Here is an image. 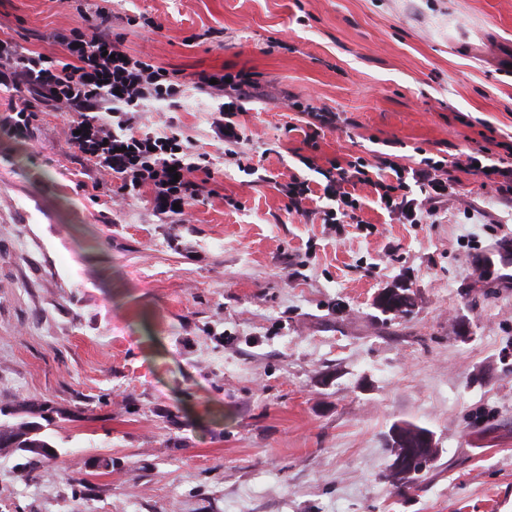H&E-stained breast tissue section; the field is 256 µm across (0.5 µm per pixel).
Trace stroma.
Returning a JSON list of instances; mask_svg holds the SVG:
<instances>
[{
    "label": "stroma",
    "instance_id": "1",
    "mask_svg": "<svg viewBox=\"0 0 512 512\" xmlns=\"http://www.w3.org/2000/svg\"><path fill=\"white\" fill-rule=\"evenodd\" d=\"M96 0H0V37L48 49ZM130 53L190 81L250 73L239 121L287 182L305 167L289 96L339 113L319 160L419 149L512 161V0H112ZM146 13L153 32L127 17ZM215 38L195 43L194 35ZM187 91L148 113L219 170L185 224L74 152L67 117L0 133V406L53 408L57 455L0 454V512H512V282L484 265L512 207L459 176L435 223L357 187L362 225L286 218ZM300 273L289 278L290 264ZM408 289L409 315L375 302ZM429 429L418 490L390 479L394 425Z\"/></svg>",
    "mask_w": 512,
    "mask_h": 512
}]
</instances>
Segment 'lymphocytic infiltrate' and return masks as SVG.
<instances>
[{"label":"lymphocytic infiltrate","mask_w":512,"mask_h":512,"mask_svg":"<svg viewBox=\"0 0 512 512\" xmlns=\"http://www.w3.org/2000/svg\"><path fill=\"white\" fill-rule=\"evenodd\" d=\"M52 40L58 51L46 54L21 51L14 39L0 38V86L14 94L9 112L0 117V130L23 140L30 136L38 112L69 113L65 134L70 147L111 170L120 182L121 198L148 194L156 217L178 223L184 210L207 192L217 168L209 154L194 151L191 140L177 127L150 130L143 115L157 102L179 106L183 83L150 57L129 53L124 35L113 32L111 14L104 6L96 8L94 24L55 31ZM254 85L243 72L215 79L201 74L193 83L198 94L217 103L209 122L224 144L225 157L242 162L244 171L252 175L260 174L259 167L246 159L247 139L238 118ZM290 107L304 123V152L298 160L321 175L325 184L317 192L308 178L289 175L278 186L287 199L288 215L325 224L360 223L361 202L354 191L365 185L374 189L390 213L419 224L438 214L457 173L477 168L493 178L503 200H512V162L486 150L450 164L425 157L412 168L380 155L371 160L334 157L327 166H319V139L335 129L337 116L296 100ZM260 176L262 182L272 180L271 175ZM317 193L326 199V206L313 207Z\"/></svg>","instance_id":"obj_1"}]
</instances>
